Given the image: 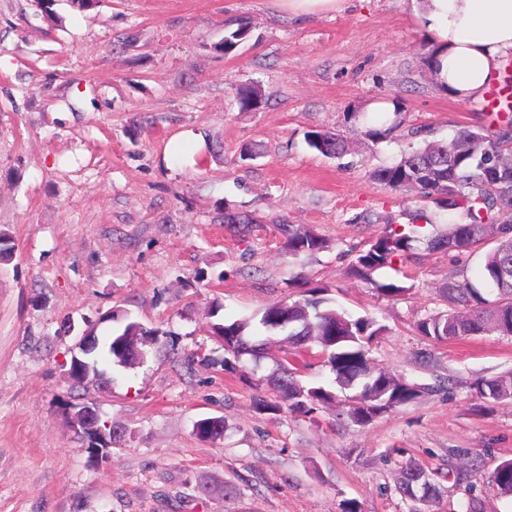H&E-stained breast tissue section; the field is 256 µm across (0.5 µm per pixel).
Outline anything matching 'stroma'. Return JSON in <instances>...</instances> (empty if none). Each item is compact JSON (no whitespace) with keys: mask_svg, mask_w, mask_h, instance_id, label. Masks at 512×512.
Instances as JSON below:
<instances>
[{"mask_svg":"<svg viewBox=\"0 0 512 512\" xmlns=\"http://www.w3.org/2000/svg\"><path fill=\"white\" fill-rule=\"evenodd\" d=\"M250 36L225 53L224 28ZM430 46L408 0H345L297 18L276 0H0V512H413L396 490L408 462L445 492L428 512H512L489 477L512 459V402L483 410L480 378L512 371V335L435 342L416 325L444 310L437 289L470 252L428 251L383 268L404 285L386 297L349 275L353 249L403 222L414 200L372 179L410 148L490 127L482 105L441 94ZM267 104L240 111L239 87ZM382 139L365 131L390 120ZM344 135L348 152L310 148L309 131ZM256 152L239 157L243 147ZM257 223L239 235L225 211ZM326 239L291 256L278 225ZM322 287L353 316L382 328L372 365L424 386L419 398L358 426L336 409L260 414L283 351L229 361L211 336L225 318L293 302L294 280ZM132 315L173 350L146 346L143 363L110 366V386H73L84 329L105 337ZM96 403L126 435L92 462L67 413ZM223 418L218 440L194 427ZM468 473L453 488L449 470ZM233 484V497L224 494Z\"/></svg>","mask_w":512,"mask_h":512,"instance_id":"stroma-1","label":"stroma"}]
</instances>
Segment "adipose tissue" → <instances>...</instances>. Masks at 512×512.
<instances>
[{
    "mask_svg": "<svg viewBox=\"0 0 512 512\" xmlns=\"http://www.w3.org/2000/svg\"><path fill=\"white\" fill-rule=\"evenodd\" d=\"M433 46L437 87L461 103L481 101L512 56V0H410Z\"/></svg>",
    "mask_w": 512,
    "mask_h": 512,
    "instance_id": "adipose-tissue-1",
    "label": "adipose tissue"
}]
</instances>
